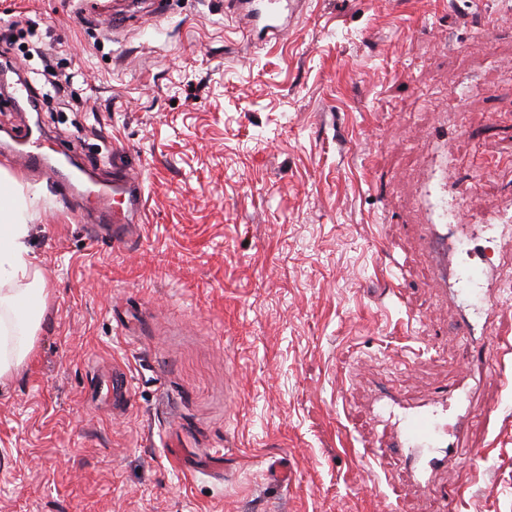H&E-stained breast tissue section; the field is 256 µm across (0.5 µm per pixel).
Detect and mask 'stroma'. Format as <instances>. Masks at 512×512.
<instances>
[{"label":"stroma","mask_w":512,"mask_h":512,"mask_svg":"<svg viewBox=\"0 0 512 512\" xmlns=\"http://www.w3.org/2000/svg\"><path fill=\"white\" fill-rule=\"evenodd\" d=\"M74 10L0 0L12 56L37 31L28 69L83 67L39 111L0 95V129L37 124L139 170L144 214L116 249L0 167L34 201L48 290L32 356L0 379V512H443L458 484L455 512H512V394L493 364L464 466L425 489L401 455L363 451L385 431L378 391L423 403L470 362L414 195L443 165L429 136L458 130L473 240L455 260L484 265L482 211L512 214V0H295L258 40L224 0H104L108 27ZM116 365L129 403L91 400Z\"/></svg>","instance_id":"obj_1"}]
</instances>
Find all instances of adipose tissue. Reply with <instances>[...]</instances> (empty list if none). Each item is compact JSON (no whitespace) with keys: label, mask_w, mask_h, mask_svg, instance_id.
Masks as SVG:
<instances>
[{"label":"adipose tissue","mask_w":512,"mask_h":512,"mask_svg":"<svg viewBox=\"0 0 512 512\" xmlns=\"http://www.w3.org/2000/svg\"><path fill=\"white\" fill-rule=\"evenodd\" d=\"M29 204L13 183L0 180V286L24 281L18 291L0 293V378L21 366L34 348L35 332L48 293L28 254Z\"/></svg>","instance_id":"ef3b65f1"}]
</instances>
